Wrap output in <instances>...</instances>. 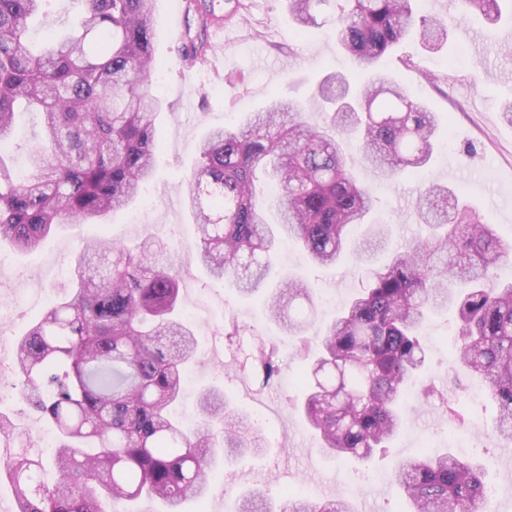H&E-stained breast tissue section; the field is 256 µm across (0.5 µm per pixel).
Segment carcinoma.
Returning <instances> with one entry per match:
<instances>
[{"label": "carcinoma", "instance_id": "obj_1", "mask_svg": "<svg viewBox=\"0 0 512 512\" xmlns=\"http://www.w3.org/2000/svg\"><path fill=\"white\" fill-rule=\"evenodd\" d=\"M82 2L70 27L34 49L29 22L45 0H0V244L20 253L63 224H103L127 207L152 179L162 149L154 126L162 102L151 91L154 0ZM286 2L300 31L330 23L373 77L355 91L343 77L320 81L326 126L310 125L302 104L281 98L200 140L199 164L186 178L196 261L302 336L311 288L288 277L262 290L279 240H291L311 263L334 265L349 252L348 229L368 225L357 256L365 285L318 337L305 396L293 405L320 452L365 463L400 433L402 400L425 362L420 330L447 307L457 315L455 361L482 380L499 408L495 432L512 440V278L494 275L507 246L454 190L430 184L416 206L428 237L376 264L390 228L370 223L376 197L354 177L342 139L355 136L379 180L429 164L435 113L391 81L381 62L412 34L440 48L447 26L419 14L417 0ZM508 2L462 0L461 19L478 13L495 24ZM22 108L43 115L23 179L7 159ZM272 184L274 225L266 220ZM71 283L15 343L22 396L56 430L49 462L57 472L49 484L41 458L21 453L6 463L18 512H106L108 503L144 498L182 512L204 496L219 452L228 460L266 447L262 430L214 388L197 395L192 428L174 418L197 337L177 318L179 278L164 246L99 239L75 259ZM164 336L178 338L175 350ZM252 363L265 383L281 369L262 348ZM394 481L409 512H480L487 498L485 465L450 451L423 448L398 465ZM348 503L290 498L276 511L253 490L237 512H350Z\"/></svg>", "mask_w": 512, "mask_h": 512}]
</instances>
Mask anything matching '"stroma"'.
I'll list each match as a JSON object with an SVG mask.
<instances>
[{
    "label": "stroma",
    "mask_w": 512,
    "mask_h": 512,
    "mask_svg": "<svg viewBox=\"0 0 512 512\" xmlns=\"http://www.w3.org/2000/svg\"><path fill=\"white\" fill-rule=\"evenodd\" d=\"M244 2L242 18L227 23L228 37L210 49L219 65L206 61L190 68L182 54L190 32L198 28L196 15L176 13L172 0H155L153 49L164 68L153 90L163 103L156 117L163 150L146 192L150 205L138 201L113 213L105 228L67 225L29 255L0 249V309L5 312L0 319V418L13 431L10 438L0 437V458L14 456L22 445L39 456L36 438L51 431L14 386V343L41 316L48 299L68 290L65 267L102 233L131 245L156 236L168 243L181 266L179 310L198 338L185 382L187 402H194L201 388L220 386L236 408L261 420L268 440L262 451L217 462L208 495L187 502L186 512H234L243 492L258 486L273 495L296 481L317 486L327 497L347 496L354 505L368 501L373 512H399L400 494L390 487L398 462L412 456L423 439L443 448L455 433L440 411V398L449 392L450 349L440 338L453 330L454 312L434 316L423 332L422 382L434 388L435 397L426 402L408 398L406 428L363 469L324 458L304 419L290 409V401L301 396L304 370L294 339L269 319L261 302L240 297L229 283L211 279L192 261L196 231L181 199L201 136L239 124L281 96L309 103L323 76L353 72L332 30L300 32L285 0ZM384 68L411 98L435 112L438 131L423 179L374 182L380 203L373 221L390 225L392 247L423 239L427 228L416 219L415 203L424 185L434 182L463 194L499 238L512 244V118L504 113L512 104V20L494 26L478 19L449 25L448 40L436 52L407 38L385 59ZM306 119L320 125L325 114L310 105ZM288 276L304 279L313 290V336L323 334L337 310L362 287L361 271L352 259L317 267L284 242L270 280ZM260 345L274 349L282 367L280 376L266 385L252 370L251 354ZM471 411L477 443L458 454L478 457L486 466L487 483L497 486V495L485 505L487 512H512V443L490 432L497 416L492 401L482 400Z\"/></svg>",
    "instance_id": "35a3bbf8"
}]
</instances>
